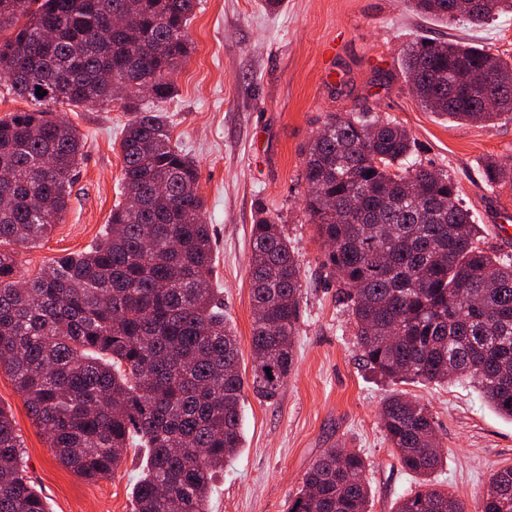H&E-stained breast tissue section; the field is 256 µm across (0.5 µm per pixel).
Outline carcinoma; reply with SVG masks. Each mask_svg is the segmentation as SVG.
<instances>
[{
	"mask_svg": "<svg viewBox=\"0 0 512 512\" xmlns=\"http://www.w3.org/2000/svg\"><path fill=\"white\" fill-rule=\"evenodd\" d=\"M437 20L482 24L512 0H407ZM197 0H0V79L36 105L0 119V246L50 235L65 214L83 160L78 129L46 102L110 105L124 87L131 111L120 142L124 202L100 243L19 275L0 249V369L25 400L55 457L76 475L108 479L132 445L145 470L134 512H210L214 478L242 447L245 382L234 328L212 276V238L196 162L172 144L145 100L174 93L169 76L190 53ZM125 24L113 26L112 14ZM421 105L439 117L492 125L497 77L512 61L476 45L424 39L403 52ZM46 95H36L37 87ZM417 143L393 120L329 115L302 150L308 223L326 245L324 266L344 287L361 357L392 381L472 379L512 419V256L479 246L480 225L453 179L415 159ZM495 190L512 163L485 160ZM250 387L273 402L294 366L302 292L283 225L252 226ZM381 420L400 465L420 489L395 512H466L431 484L443 463L427 406L404 393ZM365 460L328 448L306 471L288 512H369ZM0 512H47L28 480L23 446L0 408ZM478 512H512V466L497 471Z\"/></svg>",
	"mask_w": 512,
	"mask_h": 512,
	"instance_id": "1",
	"label": "carcinoma"
}]
</instances>
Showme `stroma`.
<instances>
[{"label":"stroma","mask_w":512,"mask_h":512,"mask_svg":"<svg viewBox=\"0 0 512 512\" xmlns=\"http://www.w3.org/2000/svg\"><path fill=\"white\" fill-rule=\"evenodd\" d=\"M189 57L171 74L175 93L158 102L179 150L200 172L199 192L214 242L212 284L240 343V371L250 377L251 230L260 211L284 224L301 266V318L295 363L278 399L246 393L243 446L213 483L210 512H288L311 463L328 448L359 452L368 464L371 512H393L416 490L385 439V396L407 392L435 420L444 465L437 488L476 512L492 475L512 466V420L467 381L383 380L362 360L339 284L322 266L325 247L303 214V147L333 113L368 111L414 136L423 165L448 172L483 229L487 251L503 253L492 218L512 214V182L487 191L482 163L512 158V120L483 126L426 111L402 70L404 49L426 36L489 47L512 58V14L473 27L444 24L403 0H199L188 27ZM84 138V159L61 224L19 248L22 274L86 251L103 237L122 190L118 143L130 114L109 107L56 108ZM0 409L12 415L27 472L47 512H133L132 488L143 451L129 449L111 478L85 480L53 455L13 380L0 370Z\"/></svg>","instance_id":"obj_1"}]
</instances>
